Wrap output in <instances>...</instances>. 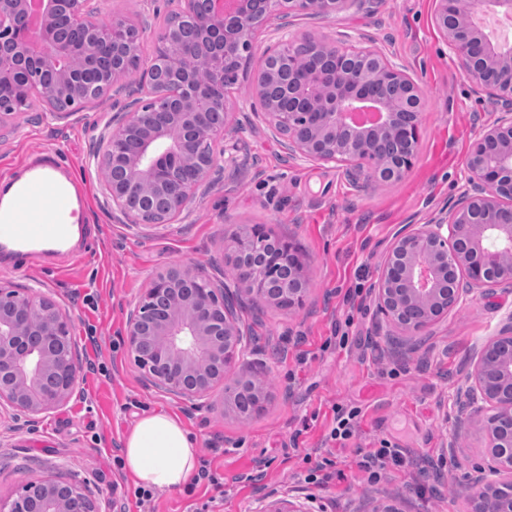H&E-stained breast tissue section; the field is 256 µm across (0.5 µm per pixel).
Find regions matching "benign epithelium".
<instances>
[{
    "label": "benign epithelium",
    "mask_w": 512,
    "mask_h": 512,
    "mask_svg": "<svg viewBox=\"0 0 512 512\" xmlns=\"http://www.w3.org/2000/svg\"><path fill=\"white\" fill-rule=\"evenodd\" d=\"M90 0H40L44 23H24L26 0H0V123L25 107L20 91L39 71L52 77L30 87L52 107L57 98H87V56L107 45L112 54L110 85L130 76L132 65L118 47L128 21H104ZM435 23L456 52L467 76L501 107L468 154V189L447 214L430 224L407 227L395 238L374 295L381 313L409 332L421 333L474 291L488 292L512 282V46L493 43L472 17L512 15V0H437ZM173 25L156 37L157 52L141 78L164 111L149 104L126 112L112 131L100 164L112 173L107 182L112 205L134 224H170L193 189L216 167L212 142L230 124L224 64L252 52L256 33L271 19L291 13L330 16L344 0H265L255 15V0H170ZM39 40L52 53L35 56ZM316 39L303 35L262 56L251 84L267 122L288 141L289 149L309 159L351 166L378 162L369 177L402 179L412 167L419 141L423 93L402 70L377 58V68L356 77L346 72L347 52L321 44L320 54L336 56L329 76L320 59L304 53ZM303 64L289 89L292 109L267 95L277 79L279 53ZM195 56L197 69L181 65ZM207 71L204 78L199 71ZM369 104L381 116L376 127H355L351 113ZM410 109L406 119L400 107ZM224 111V124L207 121L209 111ZM163 190L167 210L156 209L153 192ZM225 250L235 281L259 303L300 310L308 279L292 243L261 226L229 235ZM287 269L292 284L273 289L270 280ZM226 291L188 268L166 267L153 277L125 329L135 364L157 385L194 402L227 374L237 358L242 333L231 316ZM71 318L54 301L0 287V404L28 416L58 407L74 392L80 369L70 334ZM464 397L490 410L483 422L487 467L506 481L479 487L471 512H512V323L479 350L466 377ZM0 512H97L82 485L56 477L25 483L16 496L0 497Z\"/></svg>",
    "instance_id": "benign-epithelium-1"
}]
</instances>
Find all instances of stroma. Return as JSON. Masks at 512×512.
<instances>
[{
    "instance_id": "1",
    "label": "stroma",
    "mask_w": 512,
    "mask_h": 512,
    "mask_svg": "<svg viewBox=\"0 0 512 512\" xmlns=\"http://www.w3.org/2000/svg\"><path fill=\"white\" fill-rule=\"evenodd\" d=\"M101 19L121 16L141 31L142 61L155 50L167 0H93ZM436 0H345L328 17L295 15L258 32L255 56L309 34L340 49H367L404 70L422 89L418 153L401 180L376 182L345 167L291 154L250 95V79L229 92L233 128L213 150L217 168L169 224H134L112 205L97 163L99 148L123 113L147 101L129 76L120 91L59 111L36 102L0 127V175L50 149L87 186L92 236L48 264L0 257V285L30 289L73 316L82 365L73 396L17 427L0 407V496L24 481L56 476L83 483L98 512H122L133 478L121 465L124 440L146 410L177 416L199 448L214 444L223 490L155 494L154 512H469L475 476L485 470L476 407L459 390L474 351L512 318V285L474 292L413 336L379 314L373 286L399 229L421 225L453 205L467 185L466 158L496 111L463 73L434 22ZM262 225L292 241L309 277L304 308L288 312L242 298L233 318L245 349L234 377L262 382L263 407L250 417L227 405L224 383L196 402L151 383L124 343L127 316L153 276L167 266L203 272L235 291L225 237ZM97 304L89 306L87 295ZM337 407L361 410L355 438L326 437ZM390 440L402 462L370 482L359 461ZM334 463L325 485L306 477L322 459Z\"/></svg>"
}]
</instances>
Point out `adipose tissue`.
<instances>
[{
	"label": "adipose tissue",
	"instance_id": "ef3b65f1",
	"mask_svg": "<svg viewBox=\"0 0 512 512\" xmlns=\"http://www.w3.org/2000/svg\"><path fill=\"white\" fill-rule=\"evenodd\" d=\"M122 457L137 484L160 492L181 489L198 467L195 440L176 416L164 411L153 410L137 420Z\"/></svg>",
	"mask_w": 512,
	"mask_h": 512
}]
</instances>
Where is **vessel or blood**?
<instances>
[{"mask_svg":"<svg viewBox=\"0 0 512 512\" xmlns=\"http://www.w3.org/2000/svg\"><path fill=\"white\" fill-rule=\"evenodd\" d=\"M9 203L0 202V249L49 262L63 251L68 224L82 207V191L53 153L31 156L7 182Z\"/></svg>","mask_w":512,"mask_h":512,"instance_id":"1","label":"vessel or blood"}]
</instances>
